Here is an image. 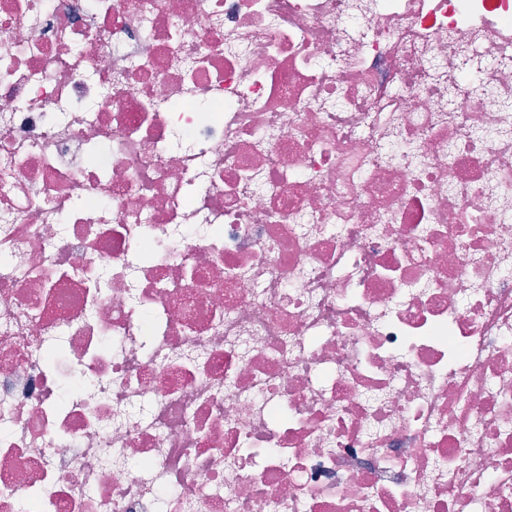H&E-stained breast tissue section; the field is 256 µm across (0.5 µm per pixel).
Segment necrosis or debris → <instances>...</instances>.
Returning a JSON list of instances; mask_svg holds the SVG:
<instances>
[{"label": "necrosis or debris", "mask_w": 512, "mask_h": 512, "mask_svg": "<svg viewBox=\"0 0 512 512\" xmlns=\"http://www.w3.org/2000/svg\"><path fill=\"white\" fill-rule=\"evenodd\" d=\"M0 512H512V0H0Z\"/></svg>", "instance_id": "4bbe7bcc"}]
</instances>
